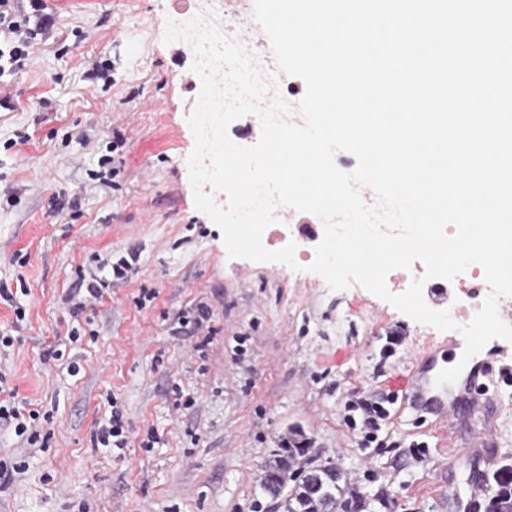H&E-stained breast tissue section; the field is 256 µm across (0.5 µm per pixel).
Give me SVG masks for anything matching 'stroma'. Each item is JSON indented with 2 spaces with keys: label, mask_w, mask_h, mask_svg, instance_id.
<instances>
[{
  "label": "stroma",
  "mask_w": 512,
  "mask_h": 512,
  "mask_svg": "<svg viewBox=\"0 0 512 512\" xmlns=\"http://www.w3.org/2000/svg\"><path fill=\"white\" fill-rule=\"evenodd\" d=\"M47 4L53 23L26 68L0 75L16 95L0 112V284L26 311L18 329L0 303V335L15 339L0 370L39 413L35 444L0 430V459L26 465L0 512H279L262 468L295 431L311 466L345 473L349 512H448V477L465 495L470 479L448 472L432 418L392 406L380 446L361 448L343 416L374 388L403 395L417 349L453 331L357 285L333 291L310 271L229 258L189 180L195 54L164 41L186 12L170 0ZM106 59L113 85L86 82ZM114 154L111 185L99 161ZM129 255L128 277L73 313L79 281ZM202 306V330L175 331ZM74 328L81 339L67 342ZM52 345L79 375L44 359ZM489 388L500 462L512 459V378ZM114 408L126 444L108 451L97 437Z\"/></svg>",
  "instance_id": "obj_1"
}]
</instances>
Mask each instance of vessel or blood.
Instances as JSON below:
<instances>
[{
  "label": "vessel or blood",
  "instance_id": "vessel-or-blood-1",
  "mask_svg": "<svg viewBox=\"0 0 512 512\" xmlns=\"http://www.w3.org/2000/svg\"><path fill=\"white\" fill-rule=\"evenodd\" d=\"M452 355V349L447 347L421 349L402 400L411 409L433 417L440 426L442 438L454 452L450 469L471 470L486 461L495 446L491 425L497 406L484 385L478 382L479 376L489 373L490 363L486 360L475 362L453 384L436 385L437 374L447 368Z\"/></svg>",
  "mask_w": 512,
  "mask_h": 512
}]
</instances>
